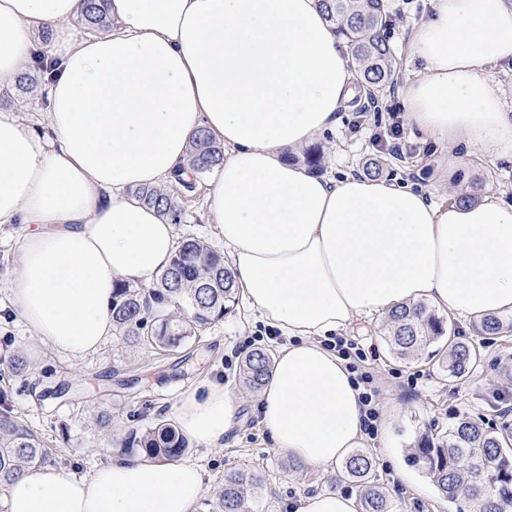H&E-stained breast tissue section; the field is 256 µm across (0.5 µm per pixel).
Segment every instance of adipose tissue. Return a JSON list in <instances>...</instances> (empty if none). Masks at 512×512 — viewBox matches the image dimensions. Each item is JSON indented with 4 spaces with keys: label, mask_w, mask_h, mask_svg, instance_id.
Wrapping results in <instances>:
<instances>
[{
    "label": "adipose tissue",
    "mask_w": 512,
    "mask_h": 512,
    "mask_svg": "<svg viewBox=\"0 0 512 512\" xmlns=\"http://www.w3.org/2000/svg\"><path fill=\"white\" fill-rule=\"evenodd\" d=\"M84 0H0V89L36 53L56 67L35 127L0 108V227L21 225L5 284L10 313L73 357L112 331L116 282L149 288L176 231L131 189L185 166L199 129L224 144L209 220L235 283L288 343L259 397L274 448L316 467L365 441L360 391L324 346L359 318L428 301L461 321L512 313V204L432 203L393 179L332 177L289 152L336 126L353 70L316 0H110V32L78 35ZM405 88L423 136L512 152V114L487 65L512 58V0H432ZM211 383L174 408L181 432L217 448L235 424ZM190 461L116 459L84 481L48 467L10 483L8 512H195Z\"/></svg>",
    "instance_id": "obj_1"
}]
</instances>
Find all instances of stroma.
<instances>
[{
    "label": "stroma",
    "mask_w": 512,
    "mask_h": 512,
    "mask_svg": "<svg viewBox=\"0 0 512 512\" xmlns=\"http://www.w3.org/2000/svg\"><path fill=\"white\" fill-rule=\"evenodd\" d=\"M392 24L388 30L399 59V78L378 101L377 110L342 109L334 131L315 139L324 173L363 175L375 160L386 164V177L429 193L436 203H447L458 194L483 196L498 192L512 202V153L462 156L448 174H441L447 147L435 144L411 127L402 139L411 150L392 155L376 146L386 137L393 114H404L403 89L419 68L411 52L415 26L430 16L431 0H386ZM208 175L197 181L194 198L177 237H195L216 250L224 242L206 211ZM457 336L480 341L483 362L468 378L454 380L435 356V345L420 355L399 358L385 339L386 319L355 322L343 336L373 346L375 359L365 367L374 376L378 432L368 439L363 452L374 463L375 482L397 504V512H468L465 501L443 500L429 476L412 465L407 450L419 435H448L456 421L468 418L489 431L512 432V332L477 337L471 324L452 320ZM246 299L181 347L161 351L142 342L133 343L119 334L106 337L100 347L81 357H71L39 341L19 320L0 319V358L21 354L28 363L20 375H0V391L6 392L14 415L29 426L49 447L55 448L53 468L76 478H91L98 467L120 457L125 439L158 422L173 423L175 405L190 391L211 382L228 385L238 399L237 425L224 437L220 448L190 444L187 459L203 472L204 489L196 512H207L224 473L253 469L266 476L260 498L249 512H295L300 500L318 493L342 489L355 493L348 481L337 482L336 471L288 459L274 448L261 423L257 408L259 390L243 376L246 355L256 349L275 354L278 340Z\"/></svg>",
    "instance_id": "35a3bbf8"
}]
</instances>
